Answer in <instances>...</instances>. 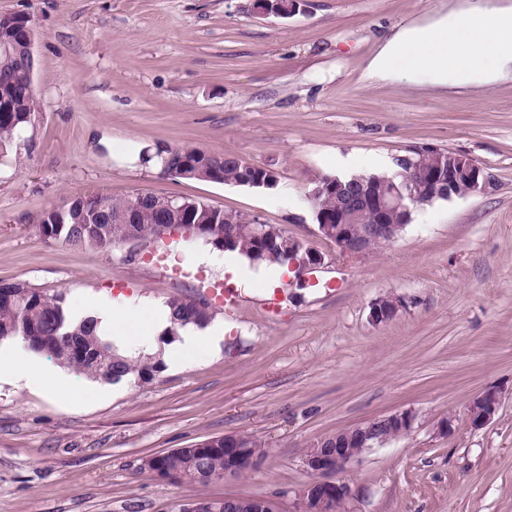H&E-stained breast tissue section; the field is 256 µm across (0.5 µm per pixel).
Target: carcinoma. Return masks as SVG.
I'll use <instances>...</instances> for the list:
<instances>
[{
	"mask_svg": "<svg viewBox=\"0 0 512 512\" xmlns=\"http://www.w3.org/2000/svg\"><path fill=\"white\" fill-rule=\"evenodd\" d=\"M22 19L4 32V37L15 43L12 53H0V97L5 100L7 111L0 112V158L5 156L21 131L33 123L38 111L33 84L26 74ZM158 166L168 165L180 169L182 165L196 163L203 169L206 182L255 188L264 181L271 185L278 182L277 172L249 165L232 154H214L195 147H168L159 149L155 156ZM398 169L391 171L342 176L318 177L311 199L314 223H330L336 215V180L345 183L370 181L380 189H391L399 182ZM138 197L78 196L63 209L51 208L44 212L40 232L48 241H64L76 247L102 249L122 245L125 236L135 234L146 243L160 240L161 195L144 196L142 206L134 212L129 224H114L112 217L132 208ZM189 220L167 215L170 223L187 222L200 226V232L190 237L201 240L224 251H236L250 262L272 266H285L293 257L291 236L276 224L262 225V235L254 234L253 225L245 223V215L226 212L209 203L188 198ZM170 325L161 333V342L169 345L181 336L189 325L206 327L214 317V310L205 300L172 298ZM20 339L28 347L45 351L58 364L88 378L106 383L129 378L137 384H149L166 370L164 348L155 355L128 353L121 350L111 338L97 330V320L85 317L74 320L68 316L65 295L61 292L44 295L29 288L24 282L0 279V341ZM160 466L181 475L179 482L206 484L210 477L224 473V443L208 452L195 448H176L159 456Z\"/></svg>",
	"mask_w": 512,
	"mask_h": 512,
	"instance_id": "obj_1",
	"label": "carcinoma"
}]
</instances>
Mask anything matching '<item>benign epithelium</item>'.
Listing matches in <instances>:
<instances>
[{"instance_id": "benign-epithelium-1", "label": "benign epithelium", "mask_w": 512, "mask_h": 512, "mask_svg": "<svg viewBox=\"0 0 512 512\" xmlns=\"http://www.w3.org/2000/svg\"><path fill=\"white\" fill-rule=\"evenodd\" d=\"M441 158L430 168L421 159L406 154L396 158L403 176L400 184L393 186L389 196L381 195L377 189L360 184L353 187L336 181V225L321 224L318 233L336 243L343 255H360L370 252L372 244L380 239L394 240L399 236L400 224H391L388 216L395 211H411L430 200V193L444 191L448 197H464L485 192L490 185L484 169L462 152H440ZM374 211L376 221L364 227L359 237H354L350 219L354 215ZM302 255L290 262V266L306 282L304 273L320 268L324 256L313 246L304 244ZM400 307L396 298L380 299L371 306L370 319L379 324L391 319ZM499 395L485 391L477 395L469 405L470 424L479 428L491 421L498 411ZM413 425L411 412L403 410L389 415L371 418L354 426L326 435L312 443L301 459L305 471L314 480L297 491L299 512H337V504L353 497L352 487L340 480L326 479L329 474L344 471L365 450L382 446L392 439L410 432ZM224 459L230 466L224 469V476H235L255 465L257 458L248 457L241 451V438L236 434L224 435ZM275 512V504L268 498L227 499V512Z\"/></svg>"}]
</instances>
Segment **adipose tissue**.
<instances>
[{
    "label": "adipose tissue",
    "instance_id": "adipose-tissue-1",
    "mask_svg": "<svg viewBox=\"0 0 512 512\" xmlns=\"http://www.w3.org/2000/svg\"><path fill=\"white\" fill-rule=\"evenodd\" d=\"M512 55V13L474 0L462 17H439L418 28L396 32L367 69L372 80L444 85L452 73L480 80Z\"/></svg>",
    "mask_w": 512,
    "mask_h": 512
}]
</instances>
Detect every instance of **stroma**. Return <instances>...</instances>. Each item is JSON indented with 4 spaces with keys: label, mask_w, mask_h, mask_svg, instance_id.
Returning <instances> with one entry per match:
<instances>
[{
    "label": "stroma",
    "mask_w": 512,
    "mask_h": 512,
    "mask_svg": "<svg viewBox=\"0 0 512 512\" xmlns=\"http://www.w3.org/2000/svg\"><path fill=\"white\" fill-rule=\"evenodd\" d=\"M254 0H0L36 30L34 123L0 158V279L72 314L90 300L166 303L229 283L225 254L202 243L77 248L47 241L42 214L78 195L151 193L259 217L305 239L325 264L295 289L237 288L217 311L218 352L175 356L153 383L71 373L62 398L36 381L0 380V512H175L224 495L297 512L301 458L321 437L409 410L408 435L365 451L341 473L348 512H512V65L493 80L447 85L364 81L385 38L465 12L470 0H301L288 17ZM194 146L273 169L256 190L163 175L142 154ZM460 151L491 178L482 194L417 208L379 251L341 255L318 234L306 196L319 176L374 172L412 148ZM288 195H280V186ZM393 296L395 317L370 307ZM501 406L480 429L471 400ZM451 430H438L442 421ZM246 433L266 454L239 478L179 484L143 472L149 456Z\"/></svg>",
    "instance_id": "obj_1"
}]
</instances>
